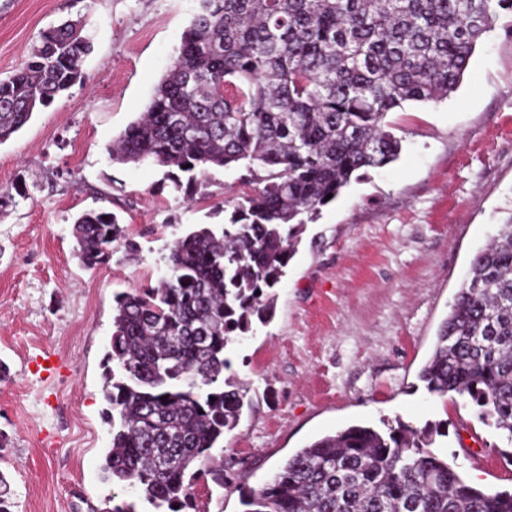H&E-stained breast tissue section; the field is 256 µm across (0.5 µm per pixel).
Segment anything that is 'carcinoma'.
Masks as SVG:
<instances>
[{"label":"carcinoma","instance_id":"carcinoma-1","mask_svg":"<svg viewBox=\"0 0 512 512\" xmlns=\"http://www.w3.org/2000/svg\"><path fill=\"white\" fill-rule=\"evenodd\" d=\"M503 11L512 0H197L109 156L163 167L186 192L213 169L264 186L228 202L224 223L176 238L167 276L115 294L105 481L151 512H201L197 481L224 486L214 450L253 405L250 386L224 376L228 346L269 319L273 289L325 197L397 159L387 114L447 98ZM91 48L79 21L40 33L26 65L0 80V144L82 81ZM73 233L88 269L126 241L104 209L82 212ZM419 379L432 395L468 397L512 444V222L473 256ZM438 434L399 421L323 436L250 492L245 512H512V493L469 485L431 451Z\"/></svg>","mask_w":512,"mask_h":512}]
</instances>
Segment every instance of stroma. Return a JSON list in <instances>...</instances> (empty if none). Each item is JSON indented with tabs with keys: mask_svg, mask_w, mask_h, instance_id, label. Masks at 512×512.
Segmentation results:
<instances>
[{
	"mask_svg": "<svg viewBox=\"0 0 512 512\" xmlns=\"http://www.w3.org/2000/svg\"><path fill=\"white\" fill-rule=\"evenodd\" d=\"M195 0H0V79L40 33L83 20L84 80L0 144V473L17 512H91L111 496L103 357L114 296L167 272L169 246L224 221L245 187L213 171L193 199L154 165L112 163L107 148L148 102ZM397 161L367 170L308 224L276 289L273 320L234 343L250 412L224 435V509L289 456L355 424L439 426L434 453L480 489L512 492V444L467 398L418 380L476 251L512 220V15L478 43L446 100L387 116ZM114 211L138 251L84 269L72 233L89 209Z\"/></svg>",
	"mask_w": 512,
	"mask_h": 512,
	"instance_id": "1",
	"label": "stroma"
}]
</instances>
